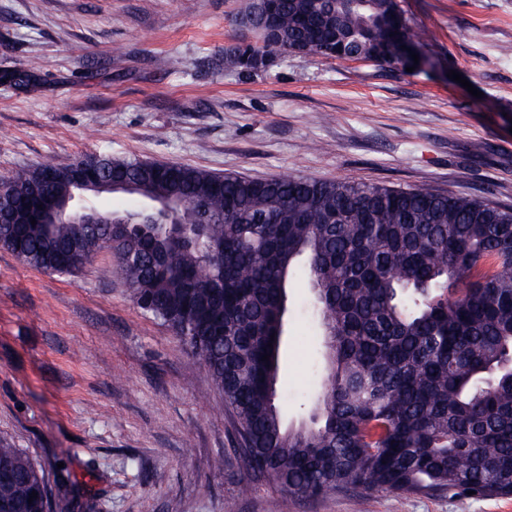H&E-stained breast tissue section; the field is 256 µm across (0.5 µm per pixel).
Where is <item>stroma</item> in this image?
<instances>
[{"instance_id":"1","label":"stroma","mask_w":512,"mask_h":512,"mask_svg":"<svg viewBox=\"0 0 512 512\" xmlns=\"http://www.w3.org/2000/svg\"><path fill=\"white\" fill-rule=\"evenodd\" d=\"M242 0H0V176L50 159L138 158L267 180L429 187L512 206V0H397L420 69L277 57L224 69ZM463 76L449 79V71ZM279 402L304 418L324 339L305 275L288 290ZM0 439L43 466L50 512H512V497L284 498L232 456L223 398L98 252L47 274L0 248ZM3 80L14 85L19 91L15 94L43 93L48 91L50 85L42 72L41 66L34 62L16 66L15 69L7 71L0 69V81Z\"/></svg>"}]
</instances>
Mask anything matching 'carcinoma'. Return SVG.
<instances>
[{"mask_svg":"<svg viewBox=\"0 0 512 512\" xmlns=\"http://www.w3.org/2000/svg\"><path fill=\"white\" fill-rule=\"evenodd\" d=\"M421 40L396 0H279L273 27L224 48V68L255 73L277 54L405 68ZM3 80L25 95L49 90L34 62L0 69ZM79 175L142 184V204L119 213L131 226L42 223L38 206L82 194ZM0 179L24 218L21 236L0 230V247L26 265L75 274L112 237L133 303L174 331L224 397L248 476L296 498L512 495L511 206L137 158L80 170L46 160ZM170 223L184 225L183 237ZM73 248L81 261L67 268ZM300 272L325 336L324 383L293 428L277 390L288 288ZM0 512H50L42 470L6 441Z\"/></svg>","mask_w":512,"mask_h":512,"instance_id":"cac0c4a2","label":"carcinoma"}]
</instances>
